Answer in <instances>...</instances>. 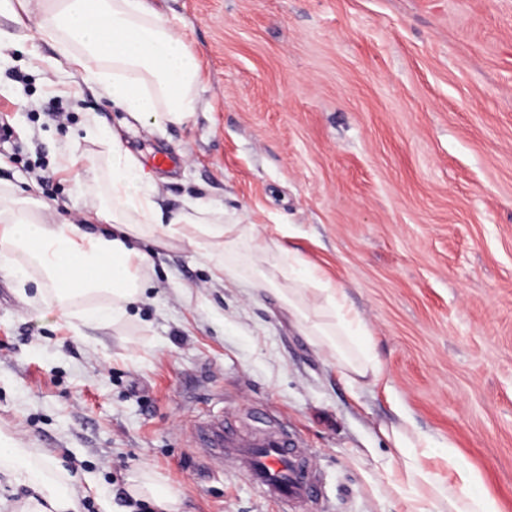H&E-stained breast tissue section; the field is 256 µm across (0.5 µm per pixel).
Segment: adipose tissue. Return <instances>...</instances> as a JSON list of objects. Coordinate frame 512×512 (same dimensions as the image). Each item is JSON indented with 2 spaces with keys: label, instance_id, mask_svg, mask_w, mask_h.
<instances>
[{
  "label": "adipose tissue",
  "instance_id": "ef3b65f1",
  "mask_svg": "<svg viewBox=\"0 0 512 512\" xmlns=\"http://www.w3.org/2000/svg\"><path fill=\"white\" fill-rule=\"evenodd\" d=\"M38 10V31L56 43L67 61L101 97L136 122L163 130L185 124L197 107L203 81L201 63L184 39L156 10L152 0H0V16L20 19ZM93 158L104 160L108 183L105 204L96 208V225L62 217L59 207L28 203L0 188V269L19 286L35 284L62 316L79 315L99 328L128 315L143 294L141 272L150 257L136 245L153 234L158 245H186L211 256L248 241L258 257L270 247L250 224H228L223 206L196 199L163 219L155 202L156 186L137 157L123 145L119 129L88 127ZM290 284L278 295L303 335L328 350L343 379L355 384L384 379L371 354L367 331L347 309L345 293L326 287L318 271L289 266ZM410 486H430L433 498L413 495L407 512H434L436 500L448 512H500L483 488L479 472L456 451L448 465L456 480L440 481L425 469L420 449L427 437L391 430ZM15 473L32 491V512H77V496L67 478H48L47 468L30 463L27 451L0 434V470Z\"/></svg>",
  "mask_w": 512,
  "mask_h": 512
}]
</instances>
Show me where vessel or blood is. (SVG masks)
<instances>
[{"mask_svg": "<svg viewBox=\"0 0 512 512\" xmlns=\"http://www.w3.org/2000/svg\"><path fill=\"white\" fill-rule=\"evenodd\" d=\"M189 437L207 457L293 512H305L321 500L320 469L312 452L278 421H268L264 434L250 435L229 429L219 415L193 425Z\"/></svg>", "mask_w": 512, "mask_h": 512, "instance_id": "vessel-or-blood-1", "label": "vessel or blood"}]
</instances>
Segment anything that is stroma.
Here are the masks:
<instances>
[{
	"label": "stroma",
	"instance_id": "obj_1",
	"mask_svg": "<svg viewBox=\"0 0 512 512\" xmlns=\"http://www.w3.org/2000/svg\"><path fill=\"white\" fill-rule=\"evenodd\" d=\"M203 65L185 125L124 133L158 187L163 218L199 197L274 247L224 274L151 238L145 293L128 317L79 336L0 270V432L63 468L79 512H135L150 470L180 512H289L206 462L188 430L264 410L315 452L329 512H406L412 489L386 428L452 446L512 512V0H155ZM0 16V182L73 202L61 153L86 119L119 127L37 33ZM41 64H33L32 55ZM172 165H153L155 155ZM344 288L388 387L349 386L261 277L288 259Z\"/></svg>",
	"mask_w": 512,
	"mask_h": 512
}]
</instances>
